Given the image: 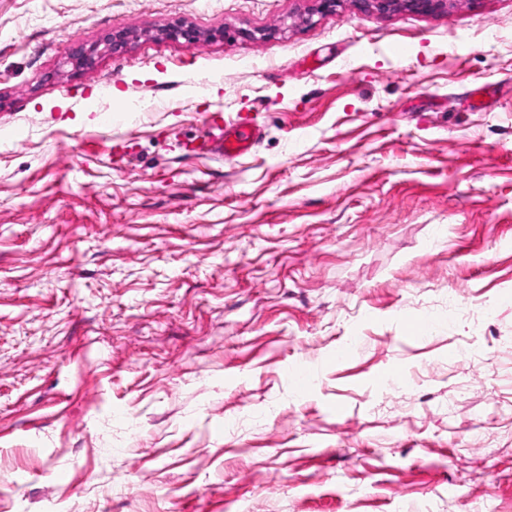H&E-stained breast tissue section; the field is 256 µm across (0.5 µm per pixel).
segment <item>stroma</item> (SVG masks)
<instances>
[{
    "mask_svg": "<svg viewBox=\"0 0 512 512\" xmlns=\"http://www.w3.org/2000/svg\"><path fill=\"white\" fill-rule=\"evenodd\" d=\"M0 512H512V0H0ZM458 0H351L359 9L389 14L408 9L423 14L447 11L448 5ZM141 34L131 30H122L108 33L100 40L89 45L80 47L77 52L67 61L74 68L89 69L96 61L106 54L127 47L132 41L137 40ZM204 126L208 134L192 150L200 155L224 159L236 158L252 150L259 138L257 125L248 127L224 126L222 112H209L204 115Z\"/></svg>",
    "mask_w": 512,
    "mask_h": 512,
    "instance_id": "stroma-1",
    "label": "stroma"
}]
</instances>
